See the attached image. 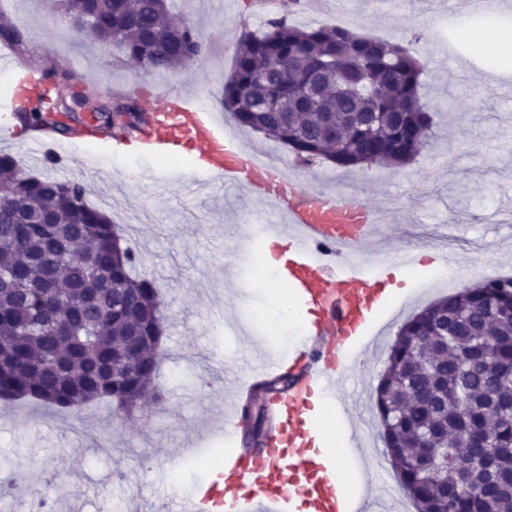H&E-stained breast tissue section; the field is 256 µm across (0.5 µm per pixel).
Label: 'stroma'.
I'll list each match as a JSON object with an SVG mask.
<instances>
[{"label":"stroma","instance_id":"obj_1","mask_svg":"<svg viewBox=\"0 0 512 512\" xmlns=\"http://www.w3.org/2000/svg\"><path fill=\"white\" fill-rule=\"evenodd\" d=\"M174 19L192 25L206 43L198 67L148 73L121 51L79 39L51 0H0V15L21 33L13 47L22 66L51 63L75 72L97 93L158 95L185 92L237 129L219 102L234 66L242 35L262 26L272 13L267 0H172ZM298 25L339 26L366 37L408 46L423 64V92L439 105L427 150L401 166L343 169L324 162L295 167L287 147L264 134L237 129L259 151L280 157L283 172L314 188L341 194L357 183L367 202L383 206L390 250L419 254L413 288L382 318L385 342L402 324L436 299L457 293L488 276L495 265L512 269V93L497 71L505 58L458 44L468 63L461 75L445 52L454 31L435 32L441 22L459 23L488 40L494 28L512 27V0L501 11L458 15L450 0H400L389 10L380 0H329L322 18L292 13ZM103 137L68 136V179L81 182L89 202L110 214L125 245L142 257L140 274L166 300L169 327L162 342L160 398L146 397L133 417L104 407L73 412L29 404L0 403V461H19L17 488L32 486L60 496L59 512H127L138 498L144 512H164L174 494H191L210 474L224 444V413L233 393L267 352L287 351L298 326H280L274 295L280 283L257 265L261 241L245 240L236 228L266 224L267 204L242 205L233 187L219 181L202 197L174 173L186 172L185 158L149 154L118 156ZM463 150L447 168L449 148ZM447 240L451 269L466 281L437 278L432 255ZM387 365L386 351L371 354L361 371L345 372L340 391L366 409Z\"/></svg>","mask_w":512,"mask_h":512}]
</instances>
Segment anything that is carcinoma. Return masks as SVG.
<instances>
[{
    "instance_id": "obj_1",
    "label": "carcinoma",
    "mask_w": 512,
    "mask_h": 512,
    "mask_svg": "<svg viewBox=\"0 0 512 512\" xmlns=\"http://www.w3.org/2000/svg\"><path fill=\"white\" fill-rule=\"evenodd\" d=\"M79 36L112 45L147 71L196 65L203 43L188 24L169 19L168 0H57ZM283 14L243 35L221 103L242 127L288 146L310 164L342 168L402 165L429 145L435 108L424 99L423 68L401 44L358 36L336 26H298ZM363 61L358 77L338 73L313 101L312 76L336 66V51ZM276 59L292 66L270 69ZM29 95L17 106L27 130L57 125V107L81 128L123 134L143 112L96 111L74 116L87 95L65 99L56 86L76 80L53 66L33 69ZM39 205L37 224L18 212ZM141 257L121 246L105 211L87 201L85 186L35 176L0 154V402H28L74 411L105 404L126 417L155 388L166 315L154 282L136 275ZM130 336L139 338L132 349ZM375 389L387 455L417 512H512V493L485 469L488 448L473 435L512 451V415L486 409L495 396L512 403V280L486 279L413 316L389 347ZM288 373L261 384L247 403L256 419H274L269 394H286ZM421 438L448 451V464L425 456Z\"/></svg>"
}]
</instances>
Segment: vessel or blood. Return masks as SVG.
Returning a JSON list of instances; mask_svg holds the SVG:
<instances>
[{
  "mask_svg": "<svg viewBox=\"0 0 512 512\" xmlns=\"http://www.w3.org/2000/svg\"><path fill=\"white\" fill-rule=\"evenodd\" d=\"M147 120L136 133L159 154H196L210 171L272 201L288 244L280 276L307 316L306 333L287 357L266 356L260 373L287 368L294 386L273 398L279 426L264 453H233L223 470L172 512H370L373 480L365 478L358 504L343 495L319 455L312 421L319 399L334 401L359 461H366L355 415L338 397L346 362L359 360L374 343L373 330L387 306L381 287L392 267H409L408 249L382 247L374 210L363 194L335 197L300 185L281 170L259 164L227 134L217 113L199 110L189 97H144ZM55 139L33 143L36 156L66 166Z\"/></svg>",
  "mask_w": 512,
  "mask_h": 512,
  "instance_id": "vessel-or-blood-1",
  "label": "vessel or blood"
}]
</instances>
